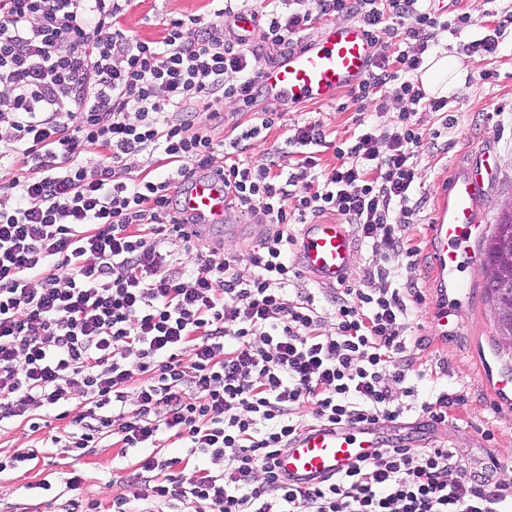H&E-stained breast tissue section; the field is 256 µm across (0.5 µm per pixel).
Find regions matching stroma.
Listing matches in <instances>:
<instances>
[{"mask_svg":"<svg viewBox=\"0 0 512 512\" xmlns=\"http://www.w3.org/2000/svg\"><path fill=\"white\" fill-rule=\"evenodd\" d=\"M213 0H132L122 19L125 29L139 37L160 38L171 20L189 15L206 16L213 12ZM478 29L468 28L457 35H444L432 47V54L458 58L466 71L464 91L448 97V111L420 112L416 119L426 132L440 130L445 115H453L456 124L445 142L426 148L414 162L421 175L414 187V197L423 201L414 222L405 235L414 251L413 257H391L390 265L412 266L422 301L413 311L407 334L410 350L419 364L431 375L419 384V394L435 399L442 391L462 395L463 400L448 410L445 423L429 422L422 413L410 411L390 425L395 439L415 446L447 445L455 448L467 469L481 470L490 458H498V478L512 481V412H502L495 399L494 383L498 374L512 372V349L497 348L490 307L482 286H474L463 302V312L448 317V337L438 340L431 332L437 293L431 274L427 250L428 225L437 199V185L467 162L469 151L492 147L497 167L489 204L479 212L481 223L495 224L500 209L512 202V24L502 37L500 52L494 61L470 53L469 43L477 38ZM495 74L483 82V70ZM287 123L311 119L323 122L332 139L342 141L355 129L356 107L346 96L329 104H308L299 108L276 103ZM268 232L267 225L250 224L237 239L214 231L200 236L194 252L207 260L221 261L229 255L247 258ZM65 435L64 421L44 416L38 431L11 420L0 422V453L9 455L19 449L31 451L33 460L0 475V512H66L73 495L66 488L69 478L80 480L81 499H95L110 508L112 496L125 490L135 468L134 457H120L109 441L84 457H74L60 444ZM53 484L52 493L39 490L41 480Z\"/></svg>","mask_w":512,"mask_h":512,"instance_id":"stroma-1","label":"stroma"}]
</instances>
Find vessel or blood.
I'll list each match as a JSON object with an SVG mask.
<instances>
[{"label":"vessel or blood","instance_id":"b4317fda","mask_svg":"<svg viewBox=\"0 0 512 512\" xmlns=\"http://www.w3.org/2000/svg\"><path fill=\"white\" fill-rule=\"evenodd\" d=\"M375 53L360 23L329 24L300 46L279 53L273 62L261 64L259 83L272 100L285 99L294 105L330 103L364 78ZM492 154L488 147L472 152L469 163L442 185L429 235L433 277L441 297L463 294L468 284L459 272L476 257L477 241L486 230L478 209L487 201L492 177L484 169ZM183 206L195 217L198 229L220 225L229 237L241 231L240 225L228 221L223 185L197 179L184 195ZM355 255L353 235L342 223L303 225L295 240L299 266L328 287L348 279ZM384 440L377 427L353 424L337 429L316 423L277 456L276 468L289 482L305 486L372 457Z\"/></svg>","mask_w":512,"mask_h":512}]
</instances>
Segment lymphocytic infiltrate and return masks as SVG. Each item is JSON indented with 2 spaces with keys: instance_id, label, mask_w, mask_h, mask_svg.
<instances>
[{
  "instance_id": "lymphocytic-infiltrate-1",
  "label": "lymphocytic infiltrate",
  "mask_w": 512,
  "mask_h": 512,
  "mask_svg": "<svg viewBox=\"0 0 512 512\" xmlns=\"http://www.w3.org/2000/svg\"><path fill=\"white\" fill-rule=\"evenodd\" d=\"M130 3L0 0V126L19 170L0 200V421L36 431L34 409L79 395L68 447L110 437L122 453L146 449L133 474L143 498L192 512H503L512 484L466 471L451 448L392 444L309 487L274 469L303 408L317 423H393L427 375L406 334L418 283L383 261L405 251L421 206L414 158L428 138L414 117L448 105L423 90V56L440 35L474 27L471 15L442 17L428 0H225L151 40L123 27ZM242 13L264 19L280 48L322 18L360 22L392 50L376 53L349 98L396 116L358 120L336 144L320 121L287 127L253 160V143L284 118L256 108L265 94L250 32L221 35ZM227 101L250 119L223 141L213 129ZM324 148L337 159L327 172ZM157 154L173 166L167 177L118 180L127 161ZM198 173L221 178L237 213L269 225L247 260L169 266L162 241L193 249L179 188ZM327 214L383 260L333 290L324 333L313 295L288 294L299 276L288 251L291 225ZM165 431L206 466L180 472L158 456Z\"/></svg>"
}]
</instances>
